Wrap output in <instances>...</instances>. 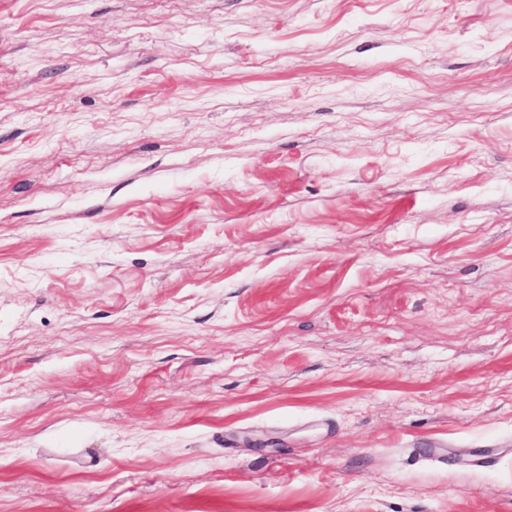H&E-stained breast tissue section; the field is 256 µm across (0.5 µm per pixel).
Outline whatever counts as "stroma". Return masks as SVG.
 I'll list each match as a JSON object with an SVG mask.
<instances>
[{
    "label": "stroma",
    "instance_id": "obj_1",
    "mask_svg": "<svg viewBox=\"0 0 512 512\" xmlns=\"http://www.w3.org/2000/svg\"><path fill=\"white\" fill-rule=\"evenodd\" d=\"M0 512H512V0H0Z\"/></svg>",
    "mask_w": 512,
    "mask_h": 512
}]
</instances>
